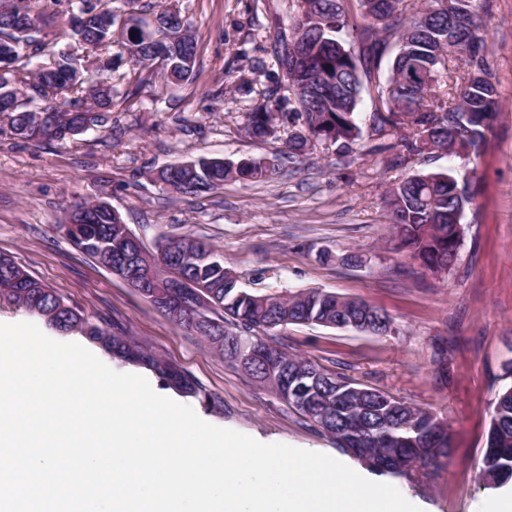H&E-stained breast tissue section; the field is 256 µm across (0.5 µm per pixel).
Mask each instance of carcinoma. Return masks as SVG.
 <instances>
[{"label":"carcinoma","instance_id":"cac0c4a2","mask_svg":"<svg viewBox=\"0 0 512 512\" xmlns=\"http://www.w3.org/2000/svg\"><path fill=\"white\" fill-rule=\"evenodd\" d=\"M348 0H291L292 30L277 32L275 63L282 81L256 102L249 116L247 133L258 139L274 132L280 121L301 122L286 142L290 158L311 153L309 140L324 141L346 152L361 138L357 105L363 92L387 104L369 116L373 132L390 135L391 148L409 155L427 150L446 151L470 157L484 146L491 130L498 99L487 100V90L495 89L493 75L481 36L475 28L458 25L448 33V10L443 0H356L363 23L349 25ZM62 0H0V50L12 48L8 39L12 16L23 12L42 28L50 26ZM120 16L107 7L94 18L84 34L89 51L109 55L116 46L113 35ZM354 40L341 37L347 28ZM159 29L139 30L130 35L125 48L140 68L154 74L163 87L178 86L192 79L194 69L183 57L196 52L197 40L190 22L171 47L170 62L157 65L150 57ZM304 51L316 58L318 66L334 80L332 88L302 96L287 94L289 87L305 82L306 75L294 68L297 39ZM43 40L20 45L15 82L29 98H19L9 113L12 134L26 122L29 112L39 106L55 110L56 132L47 141L70 138L72 110L95 105L100 108L95 121L104 120L112 109V98L101 102L91 93L92 76L77 77L75 58L53 51L49 67L64 78L65 100L52 95L53 84H41L38 70L28 68L25 58L45 51ZM396 53L386 77L380 66L390 48ZM470 129L460 140L448 139V122ZM192 167L177 173L161 171L156 178L168 183L166 191L198 197L224 186L228 179L257 181L269 175L267 167L254 159L236 164L216 163L199 157ZM447 173H418L393 181L385 190L391 230L400 245L436 273L439 265L454 268L458 253L452 250L454 227L445 222L448 211L458 202L473 198L467 184L451 183ZM78 223L82 239L69 242L83 255L100 263L116 249L118 229L112 213L94 203L86 204L83 215L67 212L66 222ZM164 252H145L138 269L165 274V280L188 278L211 293L213 307L202 321L186 317L173 323L199 336L214 352L224 356L258 383L271 389L290 410L329 435L336 448L344 450L351 440L363 442V452L353 458L367 465L365 453L381 459L367 465L381 474L402 477L410 482L445 466L451 456L447 423L427 408L417 407L384 390L355 381L345 374L325 368L305 357L290 354L270 344L267 338L290 324H316L352 331L355 324L384 318L390 330L392 319L367 302L316 288L294 293H249L238 285L236 274L224 267V259L204 242L190 236L159 238ZM0 298L38 316L54 331L77 332L106 352L124 361L142 364L157 373L168 386L186 396L217 404L214 396L184 371L157 357L127 336L109 331L70 305L56 290L35 279L10 256L0 253ZM246 342L276 358L294 378L306 386L308 398L300 403L285 394L283 381L268 375L263 358H245L240 342ZM487 447L479 462L483 482L496 488L512 480V385L499 392L493 403L487 431Z\"/></svg>","mask_w":512,"mask_h":512}]
</instances>
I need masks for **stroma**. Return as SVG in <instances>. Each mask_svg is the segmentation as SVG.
<instances>
[{
    "label": "stroma",
    "instance_id": "35a3bbf8",
    "mask_svg": "<svg viewBox=\"0 0 512 512\" xmlns=\"http://www.w3.org/2000/svg\"><path fill=\"white\" fill-rule=\"evenodd\" d=\"M198 39L188 83L161 88L127 57H114L119 94L104 124L67 142L33 143L11 134L0 114V253L58 290L87 316L105 320L152 348L221 399L212 407L166 387L155 372L93 354L115 371L148 379L160 395L191 406L207 423L266 444L281 443L342 459L333 441L270 390L172 325L136 291L55 232L75 201H107L145 244L159 234L210 243L242 289L288 293L317 288L384 309L395 330L373 336L318 325H291L277 343L356 381L434 411L448 423L453 455L416 483L395 480L421 512H491L512 488L486 486L478 461L491 404L512 385V0H487L482 36L493 63L500 107L486 145L461 158L436 151L392 162L370 128L353 151L319 144L306 160L288 158L293 128L254 139L252 105L282 75L273 33L290 31L288 0H178ZM199 156L276 159L266 180H230L201 198L154 181L164 166ZM420 171L452 172L475 195L464 211L456 267L422 269L398 249L384 203L386 185ZM448 350L432 360L435 344Z\"/></svg>",
    "mask_w": 512,
    "mask_h": 512
}]
</instances>
